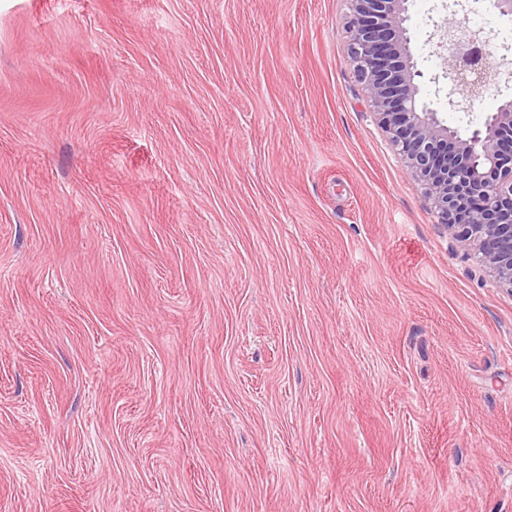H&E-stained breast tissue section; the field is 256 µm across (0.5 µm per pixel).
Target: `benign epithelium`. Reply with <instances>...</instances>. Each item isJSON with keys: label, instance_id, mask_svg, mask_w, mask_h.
Instances as JSON below:
<instances>
[{"label": "benign epithelium", "instance_id": "7a95c632", "mask_svg": "<svg viewBox=\"0 0 512 512\" xmlns=\"http://www.w3.org/2000/svg\"><path fill=\"white\" fill-rule=\"evenodd\" d=\"M348 4L349 59L371 112L448 235L512 292V96L468 134L448 126L421 100L423 73L405 26L409 0ZM440 44L448 50V104L467 112L499 86L504 62L479 49L487 44L480 31L453 17Z\"/></svg>", "mask_w": 512, "mask_h": 512}]
</instances>
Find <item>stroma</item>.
<instances>
[{
  "instance_id": "35a3bbf8",
  "label": "stroma",
  "mask_w": 512,
  "mask_h": 512,
  "mask_svg": "<svg viewBox=\"0 0 512 512\" xmlns=\"http://www.w3.org/2000/svg\"><path fill=\"white\" fill-rule=\"evenodd\" d=\"M481 21L512 61V21ZM346 0H0V512H512V293ZM441 0H411L448 104Z\"/></svg>"
}]
</instances>
